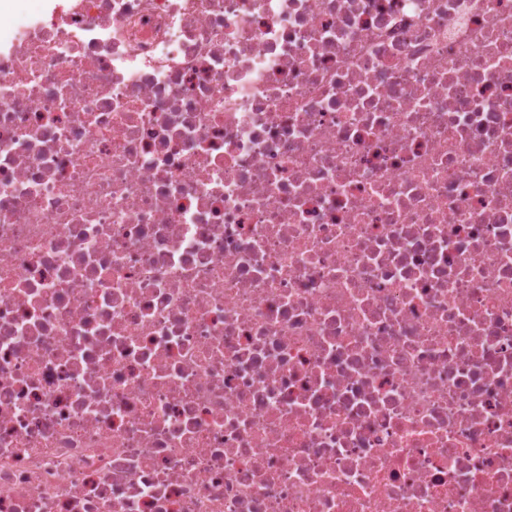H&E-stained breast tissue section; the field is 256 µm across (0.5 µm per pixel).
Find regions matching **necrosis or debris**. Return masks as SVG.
Segmentation results:
<instances>
[{"instance_id": "4bbe7bcc", "label": "necrosis or debris", "mask_w": 512, "mask_h": 512, "mask_svg": "<svg viewBox=\"0 0 512 512\" xmlns=\"http://www.w3.org/2000/svg\"><path fill=\"white\" fill-rule=\"evenodd\" d=\"M0 0V512H512V0Z\"/></svg>"}]
</instances>
